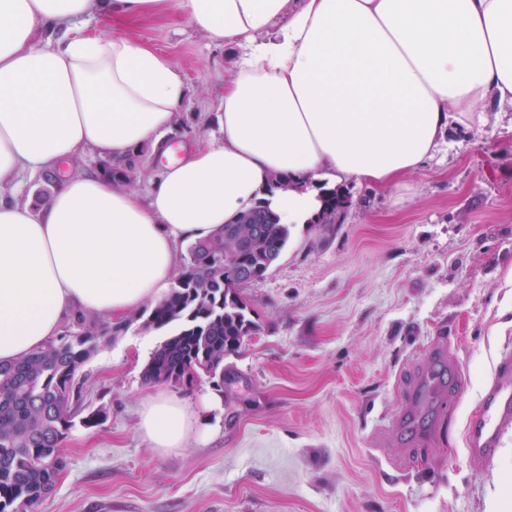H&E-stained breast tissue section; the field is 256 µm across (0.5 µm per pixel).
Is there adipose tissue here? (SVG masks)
Here are the masks:
<instances>
[{"label":"adipose tissue","mask_w":512,"mask_h":512,"mask_svg":"<svg viewBox=\"0 0 512 512\" xmlns=\"http://www.w3.org/2000/svg\"><path fill=\"white\" fill-rule=\"evenodd\" d=\"M161 11L242 50L222 138L178 157L164 141L186 101L176 64L82 28ZM488 99L512 104V0H0V362L45 346L70 315L119 321L163 300L180 244L257 201L293 228L321 212L325 179L416 170ZM145 145L169 158L145 197L63 172L88 150L118 161ZM21 173L57 174L40 208L14 201ZM277 173L291 186L271 188ZM220 407L159 391L137 428L177 452Z\"/></svg>","instance_id":"1"}]
</instances>
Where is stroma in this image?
<instances>
[{"label":"stroma","mask_w":512,"mask_h":512,"mask_svg":"<svg viewBox=\"0 0 512 512\" xmlns=\"http://www.w3.org/2000/svg\"><path fill=\"white\" fill-rule=\"evenodd\" d=\"M90 29L175 62L188 100L169 146L219 136L239 47L176 12ZM477 111L418 170L348 183L343 217L295 228L244 288L259 329L225 359L223 390L205 378L172 390L195 406L219 394L206 440L159 454L138 433L155 391L142 371L171 330L129 314L80 372L84 405L107 419L71 431L36 512H512V434L493 459L466 452L469 417L512 350V106ZM437 355L458 367L463 393L426 409L443 431L419 433L403 423L407 388Z\"/></svg>","instance_id":"stroma-1"}]
</instances>
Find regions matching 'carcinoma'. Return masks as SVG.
<instances>
[{"label": "carcinoma", "instance_id": "cac0c4a2", "mask_svg": "<svg viewBox=\"0 0 512 512\" xmlns=\"http://www.w3.org/2000/svg\"><path fill=\"white\" fill-rule=\"evenodd\" d=\"M101 170L117 185L130 183L135 175L129 160H107ZM345 204L338 189L326 192L319 222H334ZM243 215L256 220L236 225L249 244L236 249L226 236L227 224L191 244L174 286L151 309L146 327L174 323L177 329L151 353L143 383L189 389L204 376L222 389L224 356L237 353L245 337L258 331L242 289L267 275L266 259L282 255L290 229L261 202ZM110 337L112 323L79 314L43 349L0 365V512H35L64 468L61 448L72 429L105 421L104 410L85 411L79 373Z\"/></svg>", "mask_w": 512, "mask_h": 512}]
</instances>
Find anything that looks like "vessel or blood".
<instances>
[{
    "mask_svg": "<svg viewBox=\"0 0 512 512\" xmlns=\"http://www.w3.org/2000/svg\"><path fill=\"white\" fill-rule=\"evenodd\" d=\"M460 392L446 372H439L432 383L420 386L411 396L414 404L426 398L452 402ZM512 431V355L501 358L491 386L485 391L470 419L467 452L472 459L492 458L502 445L503 436Z\"/></svg>",
    "mask_w": 512,
    "mask_h": 512,
    "instance_id": "b4317fda",
    "label": "vessel or blood"
}]
</instances>
